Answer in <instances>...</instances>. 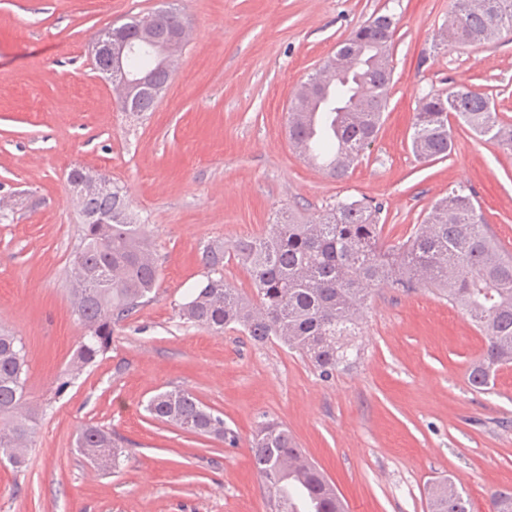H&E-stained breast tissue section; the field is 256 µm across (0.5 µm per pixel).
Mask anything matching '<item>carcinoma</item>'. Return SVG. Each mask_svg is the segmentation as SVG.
<instances>
[{"label": "carcinoma", "mask_w": 512, "mask_h": 512, "mask_svg": "<svg viewBox=\"0 0 512 512\" xmlns=\"http://www.w3.org/2000/svg\"><path fill=\"white\" fill-rule=\"evenodd\" d=\"M141 23L136 16L98 36L118 34L136 45L125 69L147 74L149 87L122 105L133 114L153 111L172 75V67L139 39ZM395 28L394 17L375 14L346 39L363 50L359 69L332 82L329 94L307 99L298 93L291 103L290 141L300 153L315 156L331 178L344 177L377 137L387 109ZM504 30H512V0H481L477 8L472 0H454L446 38L481 46ZM452 116L512 155V123L499 118L487 95L458 89L425 97L411 135L418 159L448 156ZM77 202L82 224L69 258V293L72 312L87 329L72 362L80 370L108 350L112 326L137 311L156 287L160 269L121 187L84 192ZM382 211L381 203L367 199L339 201L307 219L290 210L264 234L237 241L230 253L220 243L203 245L206 280L180 305L179 318L217 334L237 325L257 343L278 340L327 379L359 352L354 336L368 286L430 288L468 315L484 336L485 349L469 364L467 380L476 391L492 389L496 373L512 364V255L503 253L478 201L463 188L437 199L403 240H385ZM226 258L246 269L253 295L224 285ZM28 368L22 338L0 329V457L16 469L23 467L24 449L38 426L27 392ZM145 410L186 433L235 442L224 419L185 390L158 393ZM76 448L86 458L111 455L114 469L124 456L123 439L96 426L81 430ZM250 451L271 512H339L336 488L281 423L262 424ZM491 509L512 512V492L493 493ZM428 512H470V503L456 488L436 484L428 493Z\"/></svg>", "instance_id": "1"}]
</instances>
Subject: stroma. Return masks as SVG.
<instances>
[{
    "label": "stroma",
    "instance_id": "1",
    "mask_svg": "<svg viewBox=\"0 0 512 512\" xmlns=\"http://www.w3.org/2000/svg\"><path fill=\"white\" fill-rule=\"evenodd\" d=\"M168 7L193 37L156 108L123 112L92 45L101 30ZM451 9L452 0H0V329L22 337L27 391L41 407L23 470L0 462V512H270L249 452L269 420L288 427L347 512H428L440 480L473 512L512 491V366L489 392L472 390L466 372L484 339L435 292L371 287L361 355L327 380L286 346L177 315L205 278L204 243L263 234L290 208L310 216L373 199L384 237L397 240L462 186L512 254V155L457 121L447 157L425 163L411 149L430 93H485L512 119V32L477 47L443 42ZM379 12L397 20L388 107L375 142L336 180L293 147L288 108ZM76 166L125 187L161 272L137 312L113 325L108 351L62 390L86 333L66 279L80 229L67 186ZM174 389L220 414L234 443L151 419L149 398ZM91 424L127 439L119 468L78 454Z\"/></svg>",
    "mask_w": 512,
    "mask_h": 512
}]
</instances>
